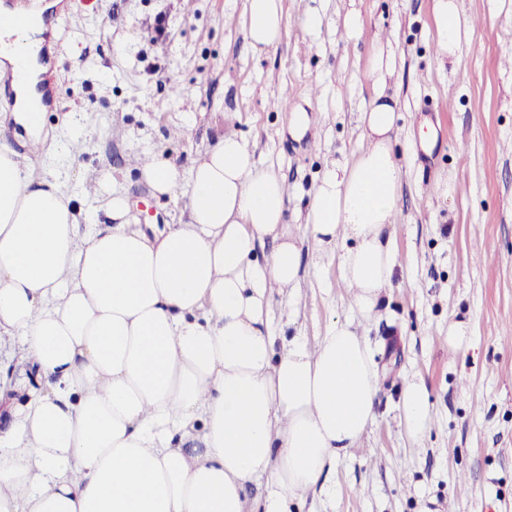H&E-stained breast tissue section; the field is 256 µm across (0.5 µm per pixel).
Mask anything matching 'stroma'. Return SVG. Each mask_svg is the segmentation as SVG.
I'll use <instances>...</instances> for the list:
<instances>
[{
  "instance_id": "stroma-1",
  "label": "stroma",
  "mask_w": 512,
  "mask_h": 512,
  "mask_svg": "<svg viewBox=\"0 0 512 512\" xmlns=\"http://www.w3.org/2000/svg\"><path fill=\"white\" fill-rule=\"evenodd\" d=\"M245 0H59L45 24L66 48L44 54L45 119L31 164L65 191L108 176L146 232L187 217L185 189L156 197L137 164L154 154L189 172L218 135L234 131L259 169L288 186L297 223L325 165L364 146L360 114L373 97L378 48L394 61L399 267L365 336L379 374L377 417L339 457L324 493L292 512H512V0H457L471 36L438 64L433 0H283L285 34L255 51ZM323 17L319 33L305 25ZM362 36L348 37L347 15ZM164 17L167 37L156 31ZM288 106L274 108L278 93ZM310 124L293 131L295 110ZM430 131L421 140V131ZM84 145L74 153V142ZM301 285L274 293L278 340L315 341L355 319L339 252L301 244ZM464 323L470 345L448 343ZM422 380L431 427L411 442L399 424L405 380Z\"/></svg>"
}]
</instances>
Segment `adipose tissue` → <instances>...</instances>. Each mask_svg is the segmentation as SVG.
<instances>
[{"label":"adipose tissue","mask_w":512,"mask_h":512,"mask_svg":"<svg viewBox=\"0 0 512 512\" xmlns=\"http://www.w3.org/2000/svg\"><path fill=\"white\" fill-rule=\"evenodd\" d=\"M245 14L253 48L279 44L282 0H245ZM433 14L442 61L469 30L456 0H434ZM44 32L40 13L0 8V69L14 77L22 124L42 107ZM390 73L377 54L365 147L324 169L304 224L316 252L344 246L340 279L357 318L279 353L270 303L299 285L301 252L286 186L235 133L186 175L155 155L141 162L157 195L188 187L186 221L152 235L128 223L107 181L96 183L102 209L76 207L0 143V339L37 376L0 431V512H289L325 487L376 419L377 371L356 322L372 318L398 267ZM269 236L279 245L258 261ZM399 410L406 436H425L421 380L405 381ZM261 479L264 495L248 499Z\"/></svg>","instance_id":"1"}]
</instances>
